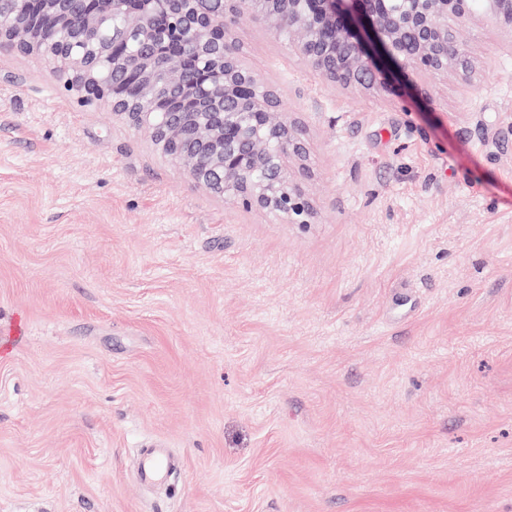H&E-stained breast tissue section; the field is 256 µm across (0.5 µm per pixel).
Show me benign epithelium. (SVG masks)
<instances>
[{"label": "benign epithelium", "instance_id": "obj_1", "mask_svg": "<svg viewBox=\"0 0 512 512\" xmlns=\"http://www.w3.org/2000/svg\"><path fill=\"white\" fill-rule=\"evenodd\" d=\"M11 2L10 14L0 11V50L41 54L82 101L109 103L212 193L296 224L314 211L303 187L307 148L278 115L277 94L241 64L231 29L243 10L277 35L288 31L303 59L343 88L399 98L401 72L427 78L472 69L457 40L459 25L475 16L471 0H117L126 28L112 42L129 34L137 42L134 57L121 62L142 86L134 107L117 92V79L100 80L59 38L67 30L92 40L107 15L82 12L83 0H45L36 19L27 0ZM488 12L512 28V0H488ZM159 14L168 25L162 34ZM157 97L171 107L160 124L148 112Z\"/></svg>", "mask_w": 512, "mask_h": 512}]
</instances>
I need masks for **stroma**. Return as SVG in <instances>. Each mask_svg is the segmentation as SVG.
<instances>
[{
    "label": "stroma",
    "instance_id": "stroma-1",
    "mask_svg": "<svg viewBox=\"0 0 512 512\" xmlns=\"http://www.w3.org/2000/svg\"><path fill=\"white\" fill-rule=\"evenodd\" d=\"M232 36L309 223L0 51V512H512V30L467 21L428 100ZM153 441L180 466L146 487Z\"/></svg>",
    "mask_w": 512,
    "mask_h": 512
}]
</instances>
